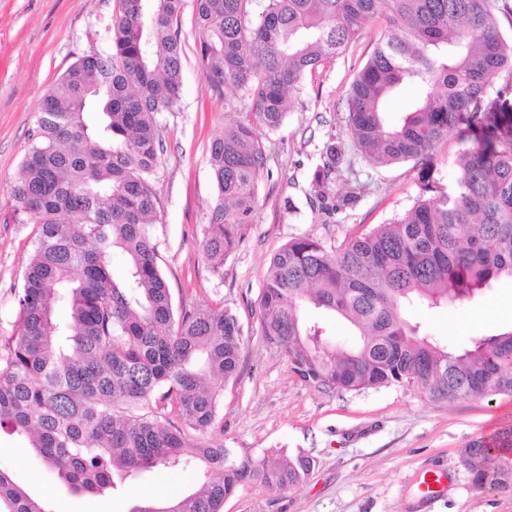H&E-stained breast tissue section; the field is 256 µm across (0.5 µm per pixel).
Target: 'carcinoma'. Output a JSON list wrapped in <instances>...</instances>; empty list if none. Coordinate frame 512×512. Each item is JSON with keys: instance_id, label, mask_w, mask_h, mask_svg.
<instances>
[{"instance_id": "cac0c4a2", "label": "carcinoma", "mask_w": 512, "mask_h": 512, "mask_svg": "<svg viewBox=\"0 0 512 512\" xmlns=\"http://www.w3.org/2000/svg\"><path fill=\"white\" fill-rule=\"evenodd\" d=\"M195 0L198 60L216 90L252 98L255 120L209 148L215 195L203 252L212 271L240 243L257 209L266 164L257 127L277 129L288 92L341 54L381 11L388 24L353 81L343 121L374 166L428 164L448 131H468L457 176L427 183L401 218L334 249L310 236L271 257L260 330L317 389L359 392L416 384L432 399L512 396V330L448 351L403 311L446 307L512 278V40L497 13L508 0ZM183 0H119L113 52L78 58L44 96L10 186L14 212L38 226L16 292L17 332L0 346V433L26 437L40 463L74 493L115 479L190 465L194 491L128 512H223L239 486H302L313 456L239 455L213 435L224 385L240 374L243 331L228 308L179 313L153 235L159 163L156 116L180 93ZM415 89L400 122L384 103ZM341 153L331 145L312 189L324 201ZM122 260L121 277L112 273ZM60 310L67 312L56 320ZM346 321L353 339L328 324ZM194 449L193 456L185 455ZM462 462L479 489L512 492V428L478 437ZM0 512H51L0 469Z\"/></svg>"}]
</instances>
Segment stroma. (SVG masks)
Listing matches in <instances>:
<instances>
[{
  "label": "stroma",
  "instance_id": "35a3bbf8",
  "mask_svg": "<svg viewBox=\"0 0 512 512\" xmlns=\"http://www.w3.org/2000/svg\"><path fill=\"white\" fill-rule=\"evenodd\" d=\"M118 7L119 0H0V336L16 331L15 292L37 232L15 215L9 185L48 89L79 57L111 53L109 26ZM385 29V16L369 21L343 54L290 91L292 109L278 129H260L267 162L255 219L219 276L202 251L214 195L209 146L225 126L252 118V102L241 90L211 86L197 57L195 0H183L180 99L174 111L157 116L159 265L175 309L224 306L243 329L241 372L220 401L225 447L253 456L283 448L317 460L299 489L274 491L251 482L225 501L224 512H512V493L475 489L460 459L473 439L512 426V396L438 401L408 383L359 393L319 391L260 332L264 277L271 256L288 240L308 235L337 247L403 216L426 183L445 185L456 177L458 131L437 144L429 164L375 167L357 152L339 118ZM332 144L342 153L332 192L352 201L330 215L314 196L312 180ZM408 316L449 350H459L474 338L512 329V280ZM0 468L47 500L52 512H128L137 497L179 495L200 481L196 469H179L130 480L111 494H74L6 434L0 436ZM434 469L447 471L448 487L427 501L419 480Z\"/></svg>",
  "mask_w": 512,
  "mask_h": 512
}]
</instances>
